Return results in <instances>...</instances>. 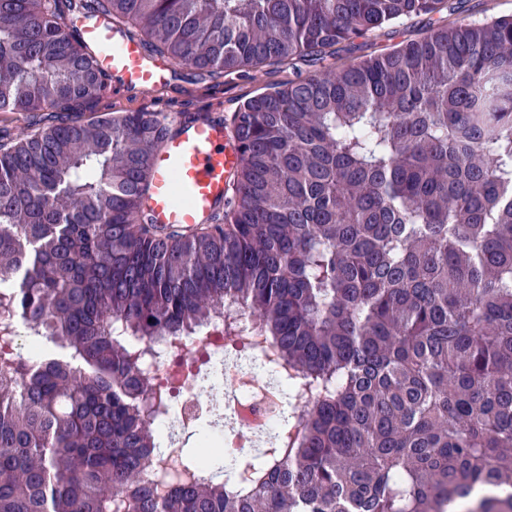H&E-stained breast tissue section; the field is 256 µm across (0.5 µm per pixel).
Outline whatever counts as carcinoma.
I'll return each instance as SVG.
<instances>
[{
    "instance_id": "1",
    "label": "carcinoma",
    "mask_w": 512,
    "mask_h": 512,
    "mask_svg": "<svg viewBox=\"0 0 512 512\" xmlns=\"http://www.w3.org/2000/svg\"><path fill=\"white\" fill-rule=\"evenodd\" d=\"M453 0H0V112H45L0 143V296L45 329L0 373V512H512V17ZM106 17L214 87L266 64L322 65L247 99L241 161L212 220L151 223V152L178 128L109 114ZM428 17L417 40L331 70L336 46ZM224 310V366L262 351L288 416L256 448L145 478L171 391L141 372ZM206 351L181 363L203 383ZM231 443L235 417L207 431ZM454 2L459 7L458 15L472 21L512 15V0H454ZM441 14L444 17L448 16V22L458 17V15L449 16L446 11H442Z\"/></svg>"
}]
</instances>
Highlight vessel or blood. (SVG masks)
I'll return each instance as SVG.
<instances>
[{
  "label": "vessel or blood",
  "mask_w": 512,
  "mask_h": 512,
  "mask_svg": "<svg viewBox=\"0 0 512 512\" xmlns=\"http://www.w3.org/2000/svg\"><path fill=\"white\" fill-rule=\"evenodd\" d=\"M76 24L83 40L95 47L98 68L123 86L158 89L167 83L170 65L149 56L138 40L119 35L108 19L61 21L66 31ZM239 161L237 145L223 122L182 126L151 155L144 204L152 222L179 227L209 222L224 202L229 175Z\"/></svg>",
  "instance_id": "1"
}]
</instances>
